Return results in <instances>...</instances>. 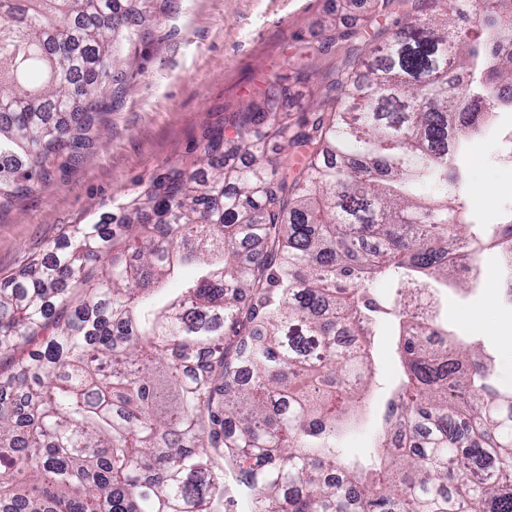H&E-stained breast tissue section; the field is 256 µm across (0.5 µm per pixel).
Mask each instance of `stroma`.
I'll list each match as a JSON object with an SVG mask.
<instances>
[{
    "mask_svg": "<svg viewBox=\"0 0 512 512\" xmlns=\"http://www.w3.org/2000/svg\"><path fill=\"white\" fill-rule=\"evenodd\" d=\"M152 21L141 37L122 43L134 62L112 87L97 137L78 162L54 173L26 197L0 207V280L19 274L33 257L65 241L72 227L104 215L120 219L124 206L154 179L174 168L201 167L214 133L233 140L236 112L260 97L268 81L292 92V120L304 119V95L336 63L321 56L316 68L298 72L294 61L321 39L328 21L352 26L362 4L346 0H150ZM501 137L478 144L467 198L477 216L497 223L512 207V164L500 162ZM482 284L461 296L443 292L438 312L461 336L479 335L488 349L512 354V305L487 297L499 276L493 255L481 262ZM374 351L375 396L367 429L345 442L362 455L384 411L385 390L398 369L392 324L381 320Z\"/></svg>",
    "mask_w": 512,
    "mask_h": 512,
    "instance_id": "1",
    "label": "stroma"
}]
</instances>
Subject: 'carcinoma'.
<instances>
[{
	"label": "carcinoma",
	"mask_w": 512,
	"mask_h": 512,
	"mask_svg": "<svg viewBox=\"0 0 512 512\" xmlns=\"http://www.w3.org/2000/svg\"><path fill=\"white\" fill-rule=\"evenodd\" d=\"M366 2L370 44L331 24L299 65L338 58L310 121L269 82L234 120L246 164L172 169L119 223L77 224L0 281V512H224L228 475L251 512H512V385L480 341L403 308L478 282L451 255L512 249V217L469 210L462 164L512 112V0H463L473 36L447 0ZM409 6L424 21L376 27ZM149 22L135 0H0V204L78 161L130 63L114 45ZM384 315L399 370L351 457ZM410 435L422 447L401 449Z\"/></svg>",
	"instance_id": "cac0c4a2"
}]
</instances>
